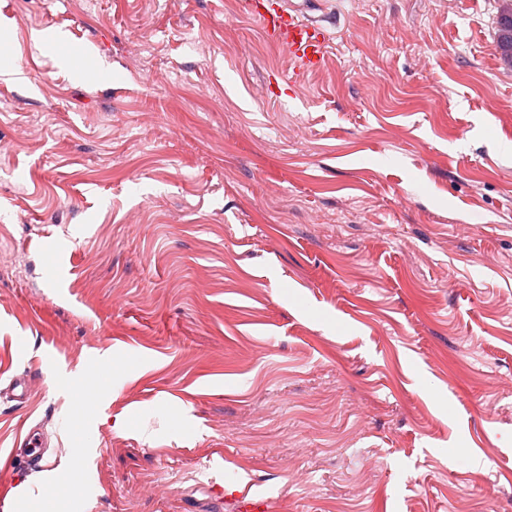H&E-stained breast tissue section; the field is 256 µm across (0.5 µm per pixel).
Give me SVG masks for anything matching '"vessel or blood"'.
Here are the masks:
<instances>
[{
	"instance_id": "vessel-or-blood-1",
	"label": "vessel or blood",
	"mask_w": 512,
	"mask_h": 512,
	"mask_svg": "<svg viewBox=\"0 0 512 512\" xmlns=\"http://www.w3.org/2000/svg\"><path fill=\"white\" fill-rule=\"evenodd\" d=\"M239 7L244 15L259 22L269 42L287 53L296 74L321 67L330 39L323 18L310 16L296 0H239ZM224 496L235 504V512L269 510L268 499L242 483L235 471L224 482Z\"/></svg>"
}]
</instances>
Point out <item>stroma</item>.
Returning a JSON list of instances; mask_svg holds the SVG:
<instances>
[{"mask_svg":"<svg viewBox=\"0 0 512 512\" xmlns=\"http://www.w3.org/2000/svg\"><path fill=\"white\" fill-rule=\"evenodd\" d=\"M503 6L329 0L297 79L238 0H0V512H512ZM224 498L237 505L235 512H268L269 500L252 490V485L243 484L237 471H233L224 482Z\"/></svg>","mask_w":512,"mask_h":512,"instance_id":"obj_1","label":"stroma"}]
</instances>
